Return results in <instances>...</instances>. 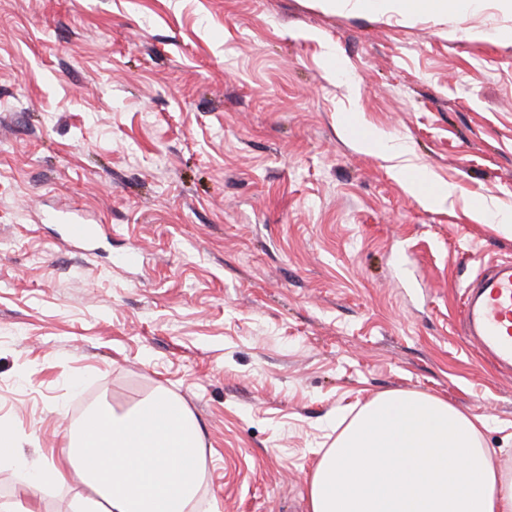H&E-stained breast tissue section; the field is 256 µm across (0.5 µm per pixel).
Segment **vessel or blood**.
I'll return each mask as SVG.
<instances>
[{
  "mask_svg": "<svg viewBox=\"0 0 512 512\" xmlns=\"http://www.w3.org/2000/svg\"><path fill=\"white\" fill-rule=\"evenodd\" d=\"M466 333L503 367L512 366V261L492 264L466 292Z\"/></svg>",
  "mask_w": 512,
  "mask_h": 512,
  "instance_id": "obj_1",
  "label": "vessel or blood"
}]
</instances>
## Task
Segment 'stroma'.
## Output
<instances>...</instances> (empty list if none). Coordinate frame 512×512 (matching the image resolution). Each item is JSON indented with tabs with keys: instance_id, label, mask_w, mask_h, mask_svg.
<instances>
[{
	"instance_id": "35a3bbf8",
	"label": "stroma",
	"mask_w": 512,
	"mask_h": 512,
	"mask_svg": "<svg viewBox=\"0 0 512 512\" xmlns=\"http://www.w3.org/2000/svg\"><path fill=\"white\" fill-rule=\"evenodd\" d=\"M483 202L512 213L501 0H0V424L38 460L102 403L179 397L202 512H306L337 412L391 391L486 418L512 466V374L461 325L512 260ZM399 10L404 14L414 11H434L448 13V3L458 0H395Z\"/></svg>"
}]
</instances>
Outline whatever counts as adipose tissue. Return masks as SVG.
Masks as SVG:
<instances>
[{
    "label": "adipose tissue",
    "instance_id": "ef3b65f1",
    "mask_svg": "<svg viewBox=\"0 0 512 512\" xmlns=\"http://www.w3.org/2000/svg\"><path fill=\"white\" fill-rule=\"evenodd\" d=\"M205 446L179 399L150 393L124 410L86 414L78 437L29 464L0 425V464L31 466L23 493L0 512H33L48 482L79 477L72 512H191ZM308 512H512V468L480 444L476 420L423 392L379 394L350 414L308 480Z\"/></svg>",
    "mask_w": 512,
    "mask_h": 512
}]
</instances>
